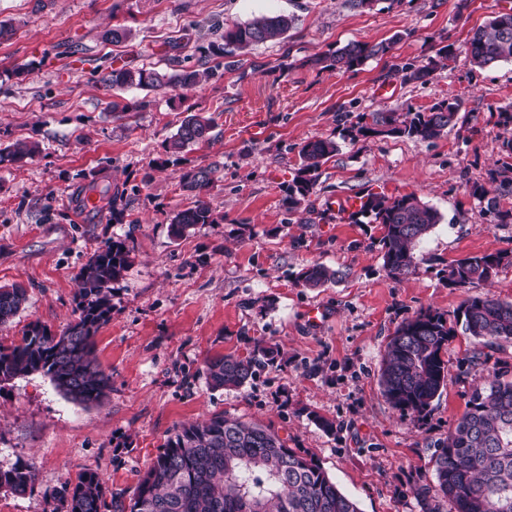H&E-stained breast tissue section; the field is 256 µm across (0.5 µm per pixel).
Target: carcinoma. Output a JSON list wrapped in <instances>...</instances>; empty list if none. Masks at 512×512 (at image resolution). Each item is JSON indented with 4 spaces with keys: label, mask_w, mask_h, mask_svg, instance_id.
Returning <instances> with one entry per match:
<instances>
[{
    "label": "carcinoma",
    "mask_w": 512,
    "mask_h": 512,
    "mask_svg": "<svg viewBox=\"0 0 512 512\" xmlns=\"http://www.w3.org/2000/svg\"><path fill=\"white\" fill-rule=\"evenodd\" d=\"M293 25V18L273 14L249 23L224 25L223 44L213 47L217 57L277 40ZM391 50L390 43L352 41L315 59L328 70H353ZM466 52L478 68L512 62V13H499L475 29ZM452 48L443 46L438 59L424 65L407 64L403 80L428 83L438 60L449 59ZM114 89L153 90L162 87L191 90L201 81L199 70L183 66L170 72L122 66L101 76ZM459 121L455 103L441 101L426 112L373 111L358 115L349 135L396 136L430 141ZM212 117L188 112L168 149L174 153L211 139ZM337 150L332 139L305 142L298 175L286 188L288 210L298 208L312 193L318 171ZM39 152L34 142H17L0 150V163H22ZM217 166L184 171L180 188L193 195L190 206L170 218V232L181 237L199 224L216 219L202 193L213 182ZM492 189L475 184L470 194L499 224L512 223V207L502 200L512 197V176L500 169L488 171ZM365 210L382 224L380 239L383 266L393 277L415 269L414 249L436 224L439 213L413 195L395 198L368 197ZM130 250L120 241L98 249L76 276V319L57 335L38 321L31 322L20 340L0 345V376L43 373L69 399L80 404H100L107 395L109 377L95 363L94 337L112 315V283L122 277ZM512 266V251H496L459 259L448 265V286L465 288L488 282L499 269ZM340 277V271L321 264L302 270L299 281L306 288H320ZM28 301L27 290L0 287V326L9 323ZM471 336L483 347L512 341V303L490 295L466 298L448 315L422 308L405 318L386 346L379 375L385 398L397 409L426 416L432 401L448 379L444 352L457 332ZM278 350L260 347L249 357L227 354L206 361L205 375L214 389L244 386L260 366L277 362ZM34 467L16 464L0 471V489L15 495L34 490ZM435 496L448 500L455 512H512V381L495 377L474 389L467 410L449 429L435 460ZM65 512H361L320 463L304 451L290 448L266 427L248 424L222 414L182 425L167 438L132 496L107 494L99 473L85 471L66 481L53 493Z\"/></svg>",
    "instance_id": "1"
}]
</instances>
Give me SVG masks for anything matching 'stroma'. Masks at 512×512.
<instances>
[{
	"label": "stroma",
	"mask_w": 512,
	"mask_h": 512,
	"mask_svg": "<svg viewBox=\"0 0 512 512\" xmlns=\"http://www.w3.org/2000/svg\"><path fill=\"white\" fill-rule=\"evenodd\" d=\"M506 12L512 0H377L370 10L348 0H0V149L40 146L24 163L0 164V287L28 291L0 344L34 321L61 332L75 319L74 278L88 257L111 240L131 250L112 285V318L95 337L111 381L105 400L73 402L39 373L0 383V469L29 462L35 472L33 493L0 491V512H53V491L88 469L132 495L176 426L217 413L308 452L361 512H455L421 491L434 486L438 444L471 392L496 375L512 379V342L475 362L476 341L454 336L447 384L421 421L393 408L378 378L390 337L417 310L450 314L485 294L512 302V266L466 288L446 280L453 261L512 251V224L469 193L512 158L502 148L512 124L499 116L512 112V62L481 69L464 51L473 28ZM280 13L294 19L285 38L238 52L233 69L189 91L112 90L94 72L204 64L219 27ZM117 26L128 36L114 43L107 33ZM388 39V55L355 70L312 64L354 40ZM442 44L455 55L433 79L405 82L402 67L427 62ZM443 100L459 103L460 120L437 139L348 136L361 113L425 112ZM116 101L127 111H113ZM190 110L214 118L217 139L168 152ZM321 138L338 150L289 210L298 150ZM214 162L206 200L216 223L173 238L169 218L191 202L181 172ZM104 176L121 200L78 220V191ZM348 194L413 195L438 211L412 274L385 271L373 214H327L325 199ZM315 263L341 278L303 287L299 274ZM313 307L323 312L316 323ZM263 344L278 347L276 365L238 389L208 387V359L244 358Z\"/></svg>",
	"instance_id": "35a3bbf8"
}]
</instances>
